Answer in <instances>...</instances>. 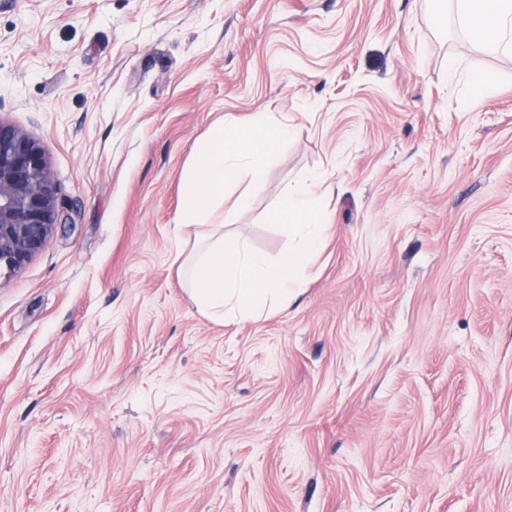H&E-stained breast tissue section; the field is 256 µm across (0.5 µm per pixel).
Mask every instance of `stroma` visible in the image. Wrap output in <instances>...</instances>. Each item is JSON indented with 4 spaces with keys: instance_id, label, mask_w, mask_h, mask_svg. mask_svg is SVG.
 I'll use <instances>...</instances> for the list:
<instances>
[{
    "instance_id": "stroma-1",
    "label": "stroma",
    "mask_w": 512,
    "mask_h": 512,
    "mask_svg": "<svg viewBox=\"0 0 512 512\" xmlns=\"http://www.w3.org/2000/svg\"><path fill=\"white\" fill-rule=\"evenodd\" d=\"M254 112L295 133L225 235L278 259L266 218L316 172L330 230L287 311L223 321L176 217ZM0 120L62 201L0 278V512H512V57L456 13L0 0Z\"/></svg>"
}]
</instances>
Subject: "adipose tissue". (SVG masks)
<instances>
[{
  "instance_id": "adipose-tissue-1",
  "label": "adipose tissue",
  "mask_w": 512,
  "mask_h": 512,
  "mask_svg": "<svg viewBox=\"0 0 512 512\" xmlns=\"http://www.w3.org/2000/svg\"><path fill=\"white\" fill-rule=\"evenodd\" d=\"M463 23H477L488 53L512 55V0H453Z\"/></svg>"
}]
</instances>
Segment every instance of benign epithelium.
<instances>
[{
	"mask_svg": "<svg viewBox=\"0 0 512 512\" xmlns=\"http://www.w3.org/2000/svg\"><path fill=\"white\" fill-rule=\"evenodd\" d=\"M59 210L45 147L0 120V275L21 271L45 249Z\"/></svg>",
	"mask_w": 512,
	"mask_h": 512,
	"instance_id": "obj_1",
	"label": "benign epithelium"
}]
</instances>
